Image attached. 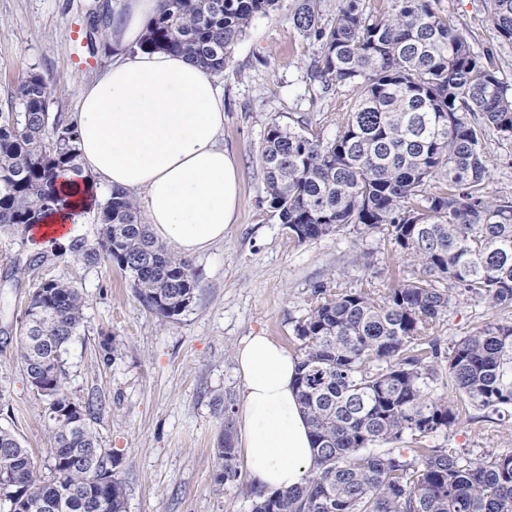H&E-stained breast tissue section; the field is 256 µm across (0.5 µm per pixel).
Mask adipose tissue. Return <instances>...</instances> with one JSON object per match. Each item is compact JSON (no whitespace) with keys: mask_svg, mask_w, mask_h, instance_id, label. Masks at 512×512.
<instances>
[{"mask_svg":"<svg viewBox=\"0 0 512 512\" xmlns=\"http://www.w3.org/2000/svg\"><path fill=\"white\" fill-rule=\"evenodd\" d=\"M161 0H126L110 41L122 56L77 96L81 174L64 178L66 212L43 227L67 242L74 219L99 186L137 193L154 237L185 254L224 238L237 207L239 173L224 148V94L215 80L183 57L128 53L155 16ZM243 378L239 411L250 478L258 492L300 484L313 459L310 428L295 390L296 357L258 334L236 351Z\"/></svg>","mask_w":512,"mask_h":512,"instance_id":"ef3b65f1","label":"adipose tissue"}]
</instances>
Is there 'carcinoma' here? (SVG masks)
<instances>
[{"instance_id": "cac0c4a2", "label": "carcinoma", "mask_w": 512, "mask_h": 512, "mask_svg": "<svg viewBox=\"0 0 512 512\" xmlns=\"http://www.w3.org/2000/svg\"><path fill=\"white\" fill-rule=\"evenodd\" d=\"M279 0H163L138 48L186 56L219 76L252 21ZM367 15L339 0L322 23L320 0H297L295 27L320 46L311 77L322 92L356 93L351 118L326 144L273 120L261 150L267 202L298 243L353 225L386 231L418 273L378 294L314 289L296 323L295 387L313 431L304 483L256 493L251 512H512V454L468 459L430 443L459 423L455 403L512 406V322L490 319L443 356L435 336L452 299L512 308V201L487 195L486 131L512 137V95L435 0H390ZM498 36L512 41V0H488ZM0 118V228L38 224L61 210L60 176L80 173L75 126L50 116L47 79L33 73ZM98 247L69 251L116 264L163 319L191 304L196 271L158 243L130 194L112 189L96 213ZM82 293L50 280L20 320L16 359L30 380L45 370L51 473L0 427V512H124L126 490L94 429L98 404L64 391L62 354L83 322ZM218 493L239 475L230 422L216 448Z\"/></svg>"}]
</instances>
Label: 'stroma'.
Returning a JSON list of instances; mask_svg holds the SVG:
<instances>
[{
    "label": "stroma",
    "mask_w": 512,
    "mask_h": 512,
    "mask_svg": "<svg viewBox=\"0 0 512 512\" xmlns=\"http://www.w3.org/2000/svg\"><path fill=\"white\" fill-rule=\"evenodd\" d=\"M116 0H0V109L33 72L44 75L51 111L72 121L78 89L112 63L114 48L103 33H90L88 16ZM473 51L491 55L499 78L512 89V42L499 38L487 0H436ZM294 0H281L253 20L234 46L217 83L224 92V147L240 178L236 216L223 242L190 255L198 280L191 305L163 319L136 296L116 265L91 264L61 251L59 242L27 232L0 234V426L16 432L49 479L47 400L26 381L14 339L34 283H74L83 294L84 323L65 355V390L77 401L96 397L94 424L104 448L119 462L126 512H250L255 489L247 473L215 492L216 446L224 413L214 403L225 391L242 395L236 349L262 333L296 350V321L305 315L315 287L324 284L386 291L415 271L394 251L384 231L360 234L344 226L304 244L286 233L266 201L260 149L270 120L306 136L334 140L351 113L353 93H321L310 78L319 47L294 26ZM79 39H71V29ZM487 191L512 200V138L489 132ZM369 251L374 265L354 263ZM46 260L36 270L25 260ZM486 304L454 300L437 334L442 347L484 324ZM434 444L475 459L512 453V410L497 415L463 406L461 420L436 433Z\"/></svg>",
    "instance_id": "1"
}]
</instances>
